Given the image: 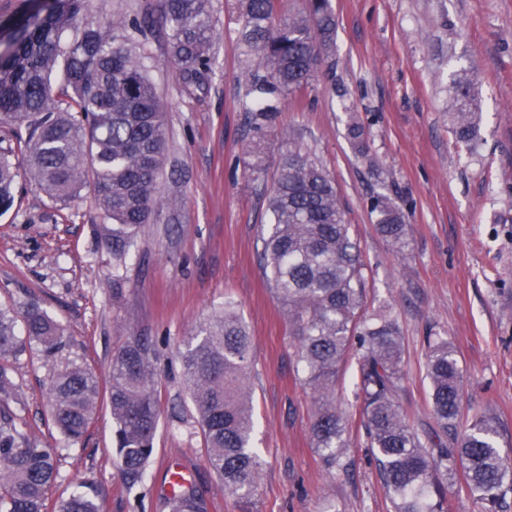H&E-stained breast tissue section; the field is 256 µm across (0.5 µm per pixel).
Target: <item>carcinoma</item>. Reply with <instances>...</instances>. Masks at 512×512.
<instances>
[{"label": "carcinoma", "instance_id": "1", "mask_svg": "<svg viewBox=\"0 0 512 512\" xmlns=\"http://www.w3.org/2000/svg\"><path fill=\"white\" fill-rule=\"evenodd\" d=\"M278 0H238L239 36L250 56L244 77L255 96L243 102L249 130L271 128L280 106L323 73L334 50L336 18L329 0L305 6L274 24ZM123 30L115 35L112 28ZM73 32L72 38L65 34ZM164 34L184 88L202 90L211 72L210 0H159L157 10L103 25L90 0H46L31 13L0 21V123L17 128L28 173L56 201L88 189L112 221V254L126 257L137 232L162 204L158 176L166 124L142 46ZM451 95V132L471 141L480 110L473 83L459 75ZM18 172L0 155V212L14 202ZM271 223L260 262L274 298L296 336L300 382L316 394L310 431L329 473L348 471L350 419L336 409V380L358 358L361 425L380 465L392 512H452L444 480L463 470L477 512H506L512 459L497 443L495 417H475L454 432L463 374L448 340L428 339L427 377L438 429L419 431L404 415L399 392L403 345L397 321L365 304L364 262L340 207L330 174L297 145L280 160L268 198ZM379 234L406 244L405 215L388 197L371 205ZM22 321V340L16 333ZM62 326L38 305L22 315L0 309V512H47L60 473L54 449L31 440L14 408L23 400L11 371L26 354L62 359ZM183 374L203 433L207 462L225 489L238 494L256 484L260 460L251 447L254 421L247 393L252 338L231 303L201 324L179 351ZM156 348L136 335L112 356L109 402L117 430L120 478L129 490L143 484L162 415L154 389ZM52 425L69 442L80 440L95 416L96 375L67 360L47 388ZM60 500L54 512H104L92 483ZM169 512H207L189 483L166 499Z\"/></svg>", "mask_w": 512, "mask_h": 512}]
</instances>
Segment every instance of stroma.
<instances>
[{"mask_svg":"<svg viewBox=\"0 0 512 512\" xmlns=\"http://www.w3.org/2000/svg\"><path fill=\"white\" fill-rule=\"evenodd\" d=\"M336 48L325 77L301 102L282 105L262 141L266 175L251 173V137L242 103L247 57L238 40L236 0H211L214 73L205 92H185L164 37L147 41L151 77L163 104L167 144L159 192L167 201L135 237L125 263L112 255V223L90 192L65 203L27 173L9 125L0 151L18 168L12 208L0 215V308L45 309L63 327L64 358L107 380L112 356L130 335L159 352L155 390L162 417L143 486L127 490L108 400L72 450L49 499L94 479L106 512H168L163 477L182 461L204 491L208 512H390L378 466L366 448L353 366L336 381L351 419L348 472L317 462L310 439L315 394L296 380L288 316L261 268L267 196L283 153L309 149L333 177L351 235L362 250L368 309L400 323V404L418 429H433L426 339L454 347L464 373L460 426L497 419L512 456V0H331ZM468 73L480 98L470 145L450 131L449 88ZM367 133L357 152L349 114ZM388 196L406 214L407 245L395 251L377 231L371 200ZM232 302L253 341L249 384L252 446L261 458L256 488L230 494L208 466L178 349L196 327ZM51 367L22 358L13 378L26 400L28 436L65 440L49 423Z\"/></svg>","mask_w":512,"mask_h":512,"instance_id":"obj_1","label":"stroma"}]
</instances>
